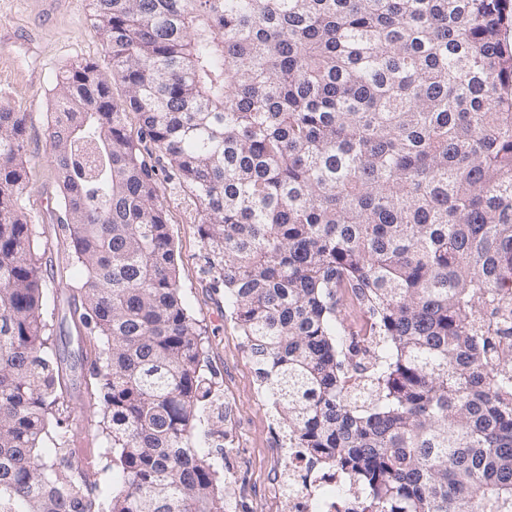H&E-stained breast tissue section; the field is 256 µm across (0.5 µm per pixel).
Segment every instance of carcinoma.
<instances>
[{"mask_svg": "<svg viewBox=\"0 0 512 512\" xmlns=\"http://www.w3.org/2000/svg\"><path fill=\"white\" fill-rule=\"evenodd\" d=\"M93 2L112 71L62 76L52 214L120 482L98 492L63 432L26 115L0 100V512H230L131 112L196 200L288 447L350 488L337 512H512V0ZM345 294L367 316L350 342Z\"/></svg>", "mask_w": 512, "mask_h": 512, "instance_id": "carcinoma-1", "label": "carcinoma"}]
</instances>
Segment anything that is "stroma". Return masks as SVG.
<instances>
[{
	"mask_svg": "<svg viewBox=\"0 0 512 512\" xmlns=\"http://www.w3.org/2000/svg\"><path fill=\"white\" fill-rule=\"evenodd\" d=\"M92 0H66L48 10L41 0H0V98L27 119L24 165L28 177L22 199L43 254L46 300L42 314L52 332V348L64 368L87 371L82 356L87 336L78 329L69 303L81 280L69 242L49 219L47 204L57 189L51 165L48 127L55 110L53 88L71 65L90 61L110 73L112 60L91 21ZM128 134L141 146L155 171L177 256V276L187 311L203 332V365L224 410L221 486L231 512H288L287 492L271 493L269 479L286 452L271 400L258 378L241 333L230 316L218 269L199 234L200 212L182 189L166 160L158 157L136 114L126 119ZM68 435L76 451L97 459L103 442L83 385L71 390Z\"/></svg>",
	"mask_w": 512,
	"mask_h": 512,
	"instance_id": "1",
	"label": "stroma"
}]
</instances>
